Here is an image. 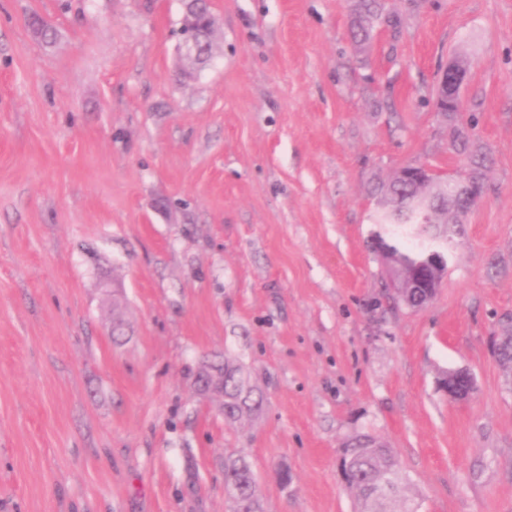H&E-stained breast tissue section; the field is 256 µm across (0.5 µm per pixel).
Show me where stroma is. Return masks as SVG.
I'll use <instances>...</instances> for the list:
<instances>
[{"instance_id": "obj_1", "label": "stroma", "mask_w": 512, "mask_h": 512, "mask_svg": "<svg viewBox=\"0 0 512 512\" xmlns=\"http://www.w3.org/2000/svg\"><path fill=\"white\" fill-rule=\"evenodd\" d=\"M208 3L198 65L184 0H0V512H231L229 450L265 512H356L360 434L419 512H512V0H384L361 46L353 0ZM454 53L488 191L415 310L374 188L470 168L433 106ZM226 359L263 397L233 424L193 384ZM182 35L184 37L181 46L187 56L197 59L198 57L208 54L214 36V22L212 17H210L207 27L201 33L197 35Z\"/></svg>"}]
</instances>
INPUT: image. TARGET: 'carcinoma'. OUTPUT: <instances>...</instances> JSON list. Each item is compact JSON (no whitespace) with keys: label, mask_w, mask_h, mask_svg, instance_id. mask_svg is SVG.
Segmentation results:
<instances>
[{"label":"carcinoma","mask_w":512,"mask_h":512,"mask_svg":"<svg viewBox=\"0 0 512 512\" xmlns=\"http://www.w3.org/2000/svg\"><path fill=\"white\" fill-rule=\"evenodd\" d=\"M205 0H191L183 23L200 27L205 15L200 7ZM353 13L366 14L384 20L382 0H355ZM463 180L473 193H485V174L481 164L471 168ZM395 197L390 199L391 209L378 213L374 223L384 229L376 238L399 256L406 269L416 271L426 260L427 246L436 240L453 239L457 225H431L421 223L420 209L414 204L417 188L405 184L394 188ZM259 398L252 397L251 390L240 376L239 369L224 361V418L230 422L241 420L255 411ZM341 464L348 473L347 487L355 493L358 512H413V500L403 495L408 482H403L390 497L375 499L371 491L386 474L402 471V466L386 444L370 436L357 437L341 451ZM224 488L233 503V512H264L262 497L250 462L240 453L231 451L224 460Z\"/></svg>","instance_id":"obj_1"}]
</instances>
